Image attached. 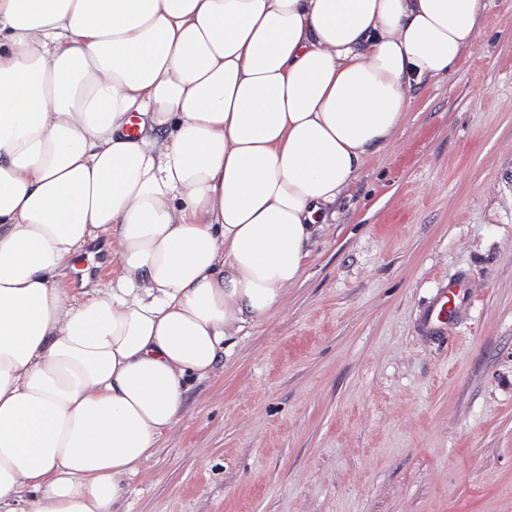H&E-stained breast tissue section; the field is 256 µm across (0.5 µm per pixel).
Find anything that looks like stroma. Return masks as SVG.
I'll list each match as a JSON object with an SVG mask.
<instances>
[{
  "label": "stroma",
  "instance_id": "35a3bbf8",
  "mask_svg": "<svg viewBox=\"0 0 512 512\" xmlns=\"http://www.w3.org/2000/svg\"><path fill=\"white\" fill-rule=\"evenodd\" d=\"M75 293L111 285L107 242ZM470 296L446 337L439 285ZM128 512H512V0L413 92L282 307L192 382ZM469 287L464 278H455L444 283L438 292L435 304L424 315V326L431 334H440L453 323L469 299Z\"/></svg>",
  "mask_w": 512,
  "mask_h": 512
}]
</instances>
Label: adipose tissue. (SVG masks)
<instances>
[{"instance_id":"obj_1","label":"adipose tissue","mask_w":512,"mask_h":512,"mask_svg":"<svg viewBox=\"0 0 512 512\" xmlns=\"http://www.w3.org/2000/svg\"><path fill=\"white\" fill-rule=\"evenodd\" d=\"M488 7L0 0V512H125ZM101 236L120 278L77 299Z\"/></svg>"}]
</instances>
